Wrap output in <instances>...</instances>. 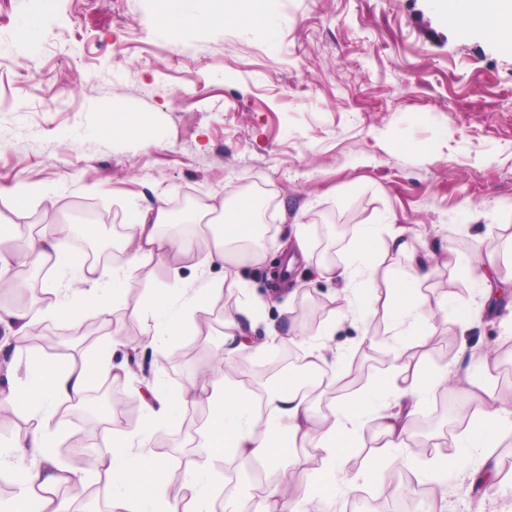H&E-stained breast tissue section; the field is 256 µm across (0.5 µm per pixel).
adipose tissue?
Wrapping results in <instances>:
<instances>
[{
    "label": "adipose tissue",
    "instance_id": "obj_1",
    "mask_svg": "<svg viewBox=\"0 0 512 512\" xmlns=\"http://www.w3.org/2000/svg\"><path fill=\"white\" fill-rule=\"evenodd\" d=\"M182 0H159L152 17L154 25L179 30L189 25L207 27L223 23L234 14L262 25L271 13L273 0H206L205 8L185 9ZM438 7L448 24L473 27L512 45V0H439ZM222 203L201 204L186 215L189 224L206 223L208 231L194 238L175 240L163 234L172 214L165 204L132 209L126 217V237L136 249L126 263L107 271L75 257L65 238L42 235L29 242L25 264L49 269L54 278L44 288L45 303L39 315L69 323L75 313L68 302L72 282L85 286L84 303L88 313L105 317L112 307L103 290L105 281H119L153 259L189 257L204 252L211 265L227 264L235 247L250 246L254 258L263 253L260 210L251 199L237 205L234 219H227ZM383 249L374 227H363L353 245L350 262L319 264V276L342 285L343 298L356 314L365 315L366 303L376 300L374 284ZM432 272L428 260L412 257L401 280L387 289L383 306L395 335L430 336L437 314L429 297L420 290ZM225 284L213 281L204 288H181L178 293L150 289L146 304L134 308L136 316L150 320L151 344L161 351L180 337L197 333V313L206 311L223 298ZM395 363L390 377L367 388L356 402L339 411L318 417L307 396L291 379H283L264 391L263 407H256L252 392L235 387L223 373L211 374L200 386L209 408L206 428L197 445L203 459L184 472L183 486L189 495L175 504L167 496L173 463L143 450L148 428L174 420L185 404L182 394L171 391L163 380L147 383L143 397L144 427L128 429L114 423L104 441L100 456L106 474L110 512H214L211 490V461L229 453L268 465L292 455L299 445L318 449L323 467L308 478L305 489L311 498L324 501L338 491L362 493L370 474L392 451L405 447L411 432L412 417L442 381L440 373L427 371L404 360L405 346H392ZM24 373L18 386L0 391V410L22 412L34 422L31 433L15 446L0 448V467L13 466L17 474L18 495L11 512H62L57 499L60 485L69 483L65 473L46 475L43 464L51 460L52 426L58 405L81 399L91 378L99 372L113 371L112 348L104 346L98 356L82 364L57 359L33 351L21 353ZM465 392L478 400L471 427L455 440L454 457L436 453L424 467L433 491H440L449 474H470L473 480H496L499 472L497 451L505 437H512V400L493 392L484 364L467 362L462 369ZM266 415L268 431L257 436L253 425ZM378 422L380 442L357 473L344 466L347 451L356 447L357 429L367 419Z\"/></svg>",
    "mask_w": 512,
    "mask_h": 512
}]
</instances>
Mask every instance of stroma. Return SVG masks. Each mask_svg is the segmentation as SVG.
<instances>
[{
  "instance_id": "1",
  "label": "stroma",
  "mask_w": 512,
  "mask_h": 512,
  "mask_svg": "<svg viewBox=\"0 0 512 512\" xmlns=\"http://www.w3.org/2000/svg\"><path fill=\"white\" fill-rule=\"evenodd\" d=\"M156 0H0V192L33 187L37 196L0 221L14 225L7 274L27 279L20 258L24 227L57 231L93 205L125 222L131 208L196 198L234 202L247 183L272 202L266 257L241 258L245 289L224 291V310L259 303L248 327L265 365L284 352L272 335L319 344L327 361L350 368L365 349L386 350L390 319L382 304L362 319L343 317L334 284L316 265L335 251L347 261L361 225L381 214L431 249L478 251L512 260V45L480 30L453 27L436 0H275L269 27L247 19L214 27L157 28ZM41 18L38 39L15 33L18 18ZM116 113L134 114L137 132L113 128ZM305 206L310 263L285 271L278 250L288 229L282 212ZM189 261L156 260L121 283L110 323L113 362L129 361L112 392L140 402V389L162 375L174 391L208 378L203 361L222 349L223 326L184 336L154 352L130 346L145 333L132 315L148 289L190 281ZM431 301L453 294L477 311L464 333L449 334V354L431 342L414 348L427 370L455 372L460 345L484 354L488 377L512 397V314L479 310V286L439 266L421 286ZM495 486L449 476L443 495L418 500L415 512H512V446L498 450ZM392 454L361 497L341 493L321 512H376ZM244 464L227 455L212 464L215 498L259 504Z\"/></svg>"
}]
</instances>
